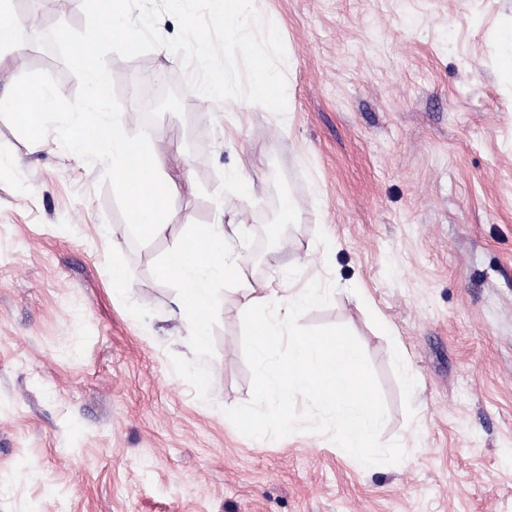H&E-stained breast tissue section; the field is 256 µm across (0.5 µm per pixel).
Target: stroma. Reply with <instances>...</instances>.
I'll list each match as a JSON object with an SVG mask.
<instances>
[{"label": "stroma", "mask_w": 512, "mask_h": 512, "mask_svg": "<svg viewBox=\"0 0 512 512\" xmlns=\"http://www.w3.org/2000/svg\"><path fill=\"white\" fill-rule=\"evenodd\" d=\"M47 2L10 0L26 44L0 53V98L31 70L78 91L36 39L83 28L82 0ZM254 7L292 62L285 115L196 95L164 48L107 57L129 126L160 134L175 185L148 244L102 164L50 135L32 146L0 118V512H512V80L495 38L512 0ZM147 70L171 96L132 104ZM246 156L244 198L225 174ZM288 206L298 223H281ZM195 222L223 225L256 290L335 284L300 322L353 331L386 402L380 440L399 441L403 462L235 428L223 410L252 394L239 288L220 297L207 398L174 373L172 356L194 353L152 265Z\"/></svg>", "instance_id": "obj_1"}]
</instances>
